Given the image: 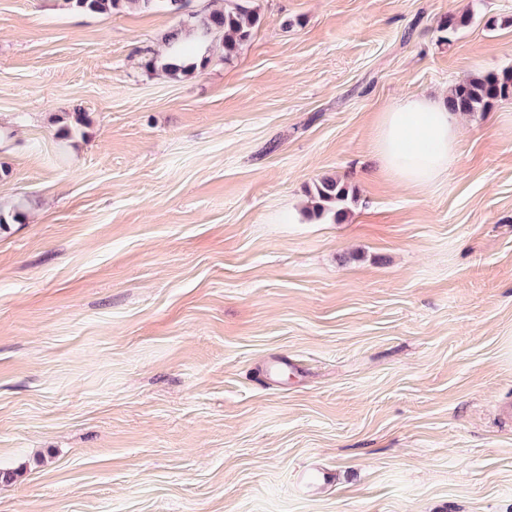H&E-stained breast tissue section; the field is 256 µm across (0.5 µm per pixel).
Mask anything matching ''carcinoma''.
<instances>
[{
  "instance_id": "cac0c4a2",
  "label": "carcinoma",
  "mask_w": 512,
  "mask_h": 512,
  "mask_svg": "<svg viewBox=\"0 0 512 512\" xmlns=\"http://www.w3.org/2000/svg\"><path fill=\"white\" fill-rule=\"evenodd\" d=\"M157 0H64L71 9L109 16L124 10H146ZM171 12L182 16L178 24L164 37L167 53L145 60L150 71L159 70L172 80L202 72L209 54L223 50L224 60H230L239 47L249 41L260 22L259 15L238 0H224V5L208 12L185 13L188 0H166ZM512 98V69L499 73L474 75L457 83L450 90L449 108L454 112H485L493 103ZM307 212L314 218H327L341 223L356 202L354 191L341 180L322 177L306 190Z\"/></svg>"
}]
</instances>
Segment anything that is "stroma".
I'll list each match as a JSON object with an SVG mask.
<instances>
[{"label": "stroma", "mask_w": 512, "mask_h": 512, "mask_svg": "<svg viewBox=\"0 0 512 512\" xmlns=\"http://www.w3.org/2000/svg\"><path fill=\"white\" fill-rule=\"evenodd\" d=\"M246 5L176 82L163 2L0 0V512H512V99L429 186L374 158L512 68V0ZM158 0H64L71 9L92 14L109 16L124 10H146L155 5ZM309 205V217L327 218L340 224L352 205L357 201L353 190L341 180L333 177H322L312 183L306 190Z\"/></svg>", "instance_id": "35a3bbf8"}]
</instances>
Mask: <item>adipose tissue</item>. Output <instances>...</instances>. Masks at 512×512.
Here are the masks:
<instances>
[{
  "instance_id": "ef3b65f1",
  "label": "adipose tissue",
  "mask_w": 512,
  "mask_h": 512,
  "mask_svg": "<svg viewBox=\"0 0 512 512\" xmlns=\"http://www.w3.org/2000/svg\"><path fill=\"white\" fill-rule=\"evenodd\" d=\"M444 93L408 97L383 112L376 158L382 170L413 187L446 174L456 152L461 113L448 109Z\"/></svg>"
}]
</instances>
